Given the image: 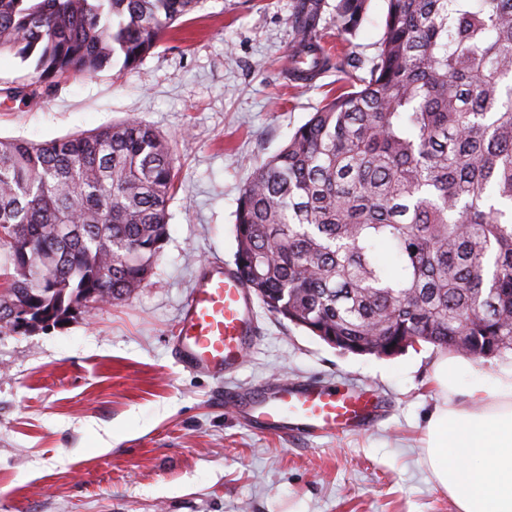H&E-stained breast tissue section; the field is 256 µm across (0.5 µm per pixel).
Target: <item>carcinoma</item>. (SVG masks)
I'll return each instance as SVG.
<instances>
[{
    "label": "carcinoma",
    "mask_w": 512,
    "mask_h": 512,
    "mask_svg": "<svg viewBox=\"0 0 512 512\" xmlns=\"http://www.w3.org/2000/svg\"><path fill=\"white\" fill-rule=\"evenodd\" d=\"M202 0H0V56L43 82L134 69ZM363 77L257 168L236 210L235 266L277 316L347 353L402 340L512 353V0H387ZM370 0H336L352 33ZM321 0H296L293 74L333 65ZM168 141L124 120L35 143L0 139V246L38 327L129 299L149 279L174 190ZM395 258L389 272L381 248Z\"/></svg>",
    "instance_id": "1"
}]
</instances>
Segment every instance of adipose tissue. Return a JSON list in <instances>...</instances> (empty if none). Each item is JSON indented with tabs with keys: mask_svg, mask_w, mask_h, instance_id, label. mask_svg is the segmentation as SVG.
I'll list each match as a JSON object with an SVG mask.
<instances>
[{
	"mask_svg": "<svg viewBox=\"0 0 512 512\" xmlns=\"http://www.w3.org/2000/svg\"><path fill=\"white\" fill-rule=\"evenodd\" d=\"M433 379L423 456L434 481L457 512H512V365L486 376L445 356Z\"/></svg>",
	"mask_w": 512,
	"mask_h": 512,
	"instance_id": "1",
	"label": "adipose tissue"
}]
</instances>
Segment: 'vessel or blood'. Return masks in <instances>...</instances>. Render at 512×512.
I'll use <instances>...</instances> for the list:
<instances>
[{"label":"vessel or blood","mask_w":512,"mask_h":512,"mask_svg":"<svg viewBox=\"0 0 512 512\" xmlns=\"http://www.w3.org/2000/svg\"><path fill=\"white\" fill-rule=\"evenodd\" d=\"M183 363L212 376H223L240 364L255 334L251 292L235 268L209 262L185 302L176 327ZM225 405L247 413L251 423L269 432H358L386 412L384 402L346 384L294 380L261 383L243 394H228Z\"/></svg>","instance_id":"vessel-or-blood-1"}]
</instances>
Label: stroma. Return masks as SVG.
I'll list each match as a JSON object with an SVG mask.
<instances>
[{"label":"stroma","instance_id":"stroma-1","mask_svg":"<svg viewBox=\"0 0 512 512\" xmlns=\"http://www.w3.org/2000/svg\"><path fill=\"white\" fill-rule=\"evenodd\" d=\"M293 5L203 0L130 71L48 84L0 57V138L43 142L134 118L170 138L176 169L167 238L143 288L60 328L0 329V512H455L422 452L440 348L345 353L261 306L236 371L198 374L176 355L202 264L235 261L244 185L354 77V62L378 53L387 0H371L353 35L333 20L336 0H323L324 43L347 66L292 82ZM17 87L38 104L9 97ZM283 379L365 387L387 413L331 437L263 431L224 404Z\"/></svg>","mask_w":512,"mask_h":512}]
</instances>
